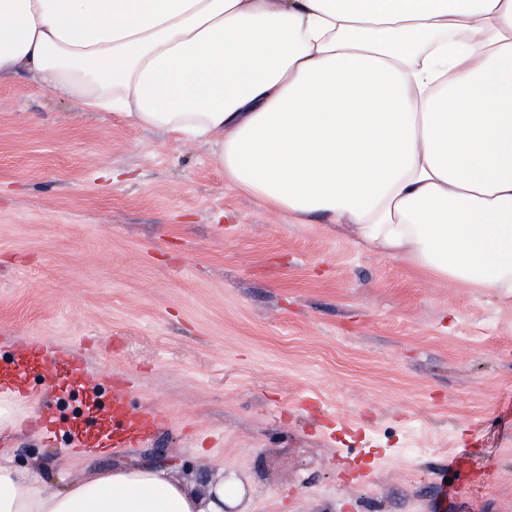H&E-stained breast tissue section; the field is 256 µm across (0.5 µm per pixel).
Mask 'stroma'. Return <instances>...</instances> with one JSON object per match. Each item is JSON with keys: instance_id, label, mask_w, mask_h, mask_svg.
<instances>
[{"instance_id": "35a3bbf8", "label": "stroma", "mask_w": 512, "mask_h": 512, "mask_svg": "<svg viewBox=\"0 0 512 512\" xmlns=\"http://www.w3.org/2000/svg\"><path fill=\"white\" fill-rule=\"evenodd\" d=\"M45 337L98 388L29 372L0 431L45 491L84 471L232 474L247 512H512V306L371 254L239 193L206 146L0 80V372ZM167 424L77 455L110 378ZM56 418V435L35 430ZM467 450L455 493L439 475Z\"/></svg>"}]
</instances>
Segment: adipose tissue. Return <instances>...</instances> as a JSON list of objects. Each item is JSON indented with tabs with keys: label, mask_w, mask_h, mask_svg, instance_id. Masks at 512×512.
<instances>
[{
	"label": "adipose tissue",
	"mask_w": 512,
	"mask_h": 512,
	"mask_svg": "<svg viewBox=\"0 0 512 512\" xmlns=\"http://www.w3.org/2000/svg\"><path fill=\"white\" fill-rule=\"evenodd\" d=\"M207 146L295 223L512 302V0H0V78ZM148 465L44 493L0 456V512H224Z\"/></svg>",
	"instance_id": "1"
}]
</instances>
